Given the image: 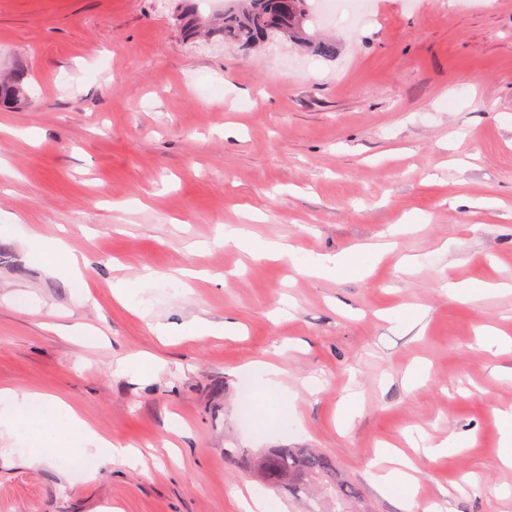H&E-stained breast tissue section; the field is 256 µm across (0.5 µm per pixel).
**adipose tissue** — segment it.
<instances>
[{"label": "adipose tissue", "instance_id": "obj_1", "mask_svg": "<svg viewBox=\"0 0 512 512\" xmlns=\"http://www.w3.org/2000/svg\"><path fill=\"white\" fill-rule=\"evenodd\" d=\"M243 371L251 376L254 386L271 400L279 404L290 401L293 392L285 383L282 370L274 363L252 362L245 365ZM0 407L5 410L9 427L14 428L25 422L37 425V437L45 450L33 453L30 457L31 464L42 463L48 454L55 457L68 456L77 448L94 453L104 465L112 463L117 458L125 464L134 461L131 450L115 446L110 438L100 435L89 422L79 417L61 399H49L36 393L5 389L0 390ZM44 408L67 420L70 427L68 435L53 436L45 427L44 418L40 414ZM380 460L382 465L374 476L378 489L382 494L394 498L405 512H411L419 484L417 469L412 459L398 450L387 449L381 453Z\"/></svg>", "mask_w": 512, "mask_h": 512}]
</instances>
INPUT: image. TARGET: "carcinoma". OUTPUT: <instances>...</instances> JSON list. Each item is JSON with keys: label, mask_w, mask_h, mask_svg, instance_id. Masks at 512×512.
Segmentation results:
<instances>
[{"label": "carcinoma", "mask_w": 512, "mask_h": 512, "mask_svg": "<svg viewBox=\"0 0 512 512\" xmlns=\"http://www.w3.org/2000/svg\"><path fill=\"white\" fill-rule=\"evenodd\" d=\"M307 0H237V4L211 23L194 13L191 0H183L175 21L188 39L205 30L213 37L248 47L261 44L272 34L307 42L304 25ZM244 466L265 488L288 489L301 498L319 487L340 506L336 512H368L361 489L340 478L333 459L311 448H271L244 461Z\"/></svg>", "instance_id": "obj_1"}]
</instances>
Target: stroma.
<instances>
[{
    "instance_id": "stroma-1",
    "label": "stroma",
    "mask_w": 512,
    "mask_h": 512,
    "mask_svg": "<svg viewBox=\"0 0 512 512\" xmlns=\"http://www.w3.org/2000/svg\"><path fill=\"white\" fill-rule=\"evenodd\" d=\"M372 3L352 25L310 12L313 41L336 47L323 58L280 37L258 52L185 40L174 0H0V77L28 92L0 101V224L21 217L84 259L76 283L0 238V388L62 397L142 449L137 466L77 475L30 464L26 428L1 434L0 512H241L233 492L253 480L234 448L319 449L373 512H398L372 465L419 430L465 446L418 457L415 512H512L498 462L512 352L480 346L487 326L512 337V292L465 303L439 288L512 282V0ZM238 223L296 255L217 245ZM342 251L346 271L304 272ZM147 267L141 303L115 301ZM199 319L242 332L185 337ZM135 354L158 373L119 372ZM264 358L297 396L260 419L239 369Z\"/></svg>"
}]
</instances>
